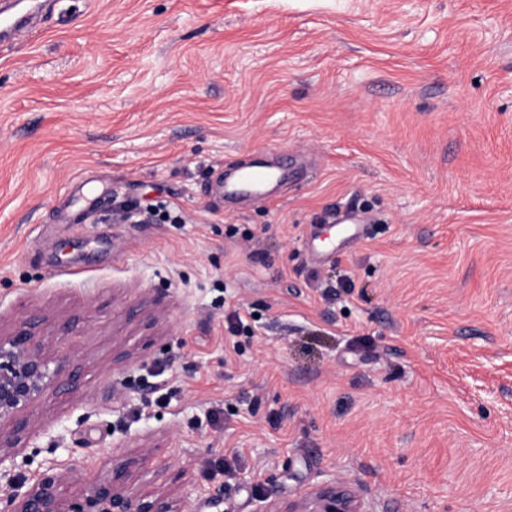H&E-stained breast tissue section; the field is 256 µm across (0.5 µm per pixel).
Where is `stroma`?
I'll return each mask as SVG.
<instances>
[{"label": "stroma", "mask_w": 512, "mask_h": 512, "mask_svg": "<svg viewBox=\"0 0 512 512\" xmlns=\"http://www.w3.org/2000/svg\"><path fill=\"white\" fill-rule=\"evenodd\" d=\"M33 13L0 34V331L67 326L79 380L0 499L143 453L178 512L336 477L369 512H512V0ZM258 152L292 179L226 204Z\"/></svg>", "instance_id": "1"}]
</instances>
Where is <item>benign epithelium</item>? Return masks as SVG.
I'll return each mask as SVG.
<instances>
[{
	"label": "benign epithelium",
	"instance_id": "benign-epithelium-1",
	"mask_svg": "<svg viewBox=\"0 0 512 512\" xmlns=\"http://www.w3.org/2000/svg\"><path fill=\"white\" fill-rule=\"evenodd\" d=\"M56 353L45 352L41 339L24 324L0 333V422L13 421L11 435L0 433V470L13 464V448L21 441L25 425L21 415L53 384L64 381L72 346L60 337ZM132 459L112 461V478L91 482L79 495L63 494L62 473L35 480L26 490L6 497L3 512H174L170 501L159 496L145 500L126 483ZM257 512H369L361 497L339 479H332L296 502L285 506L265 504Z\"/></svg>",
	"mask_w": 512,
	"mask_h": 512
}]
</instances>
